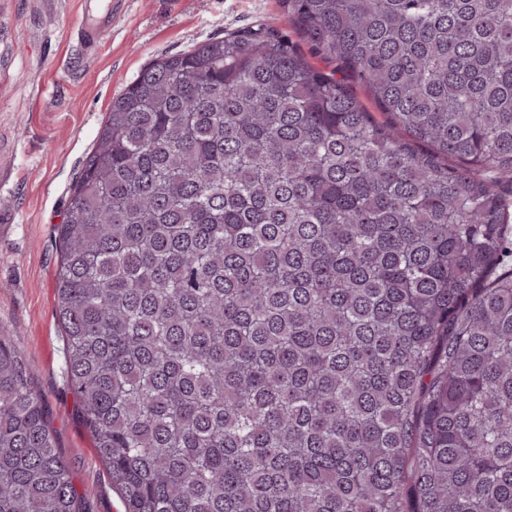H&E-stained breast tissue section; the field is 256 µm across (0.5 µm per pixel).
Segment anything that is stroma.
<instances>
[{
	"mask_svg": "<svg viewBox=\"0 0 512 512\" xmlns=\"http://www.w3.org/2000/svg\"><path fill=\"white\" fill-rule=\"evenodd\" d=\"M100 0H0V330L21 347L88 512H125L64 374L56 226L112 101L147 63L244 30L308 52L281 0H122L99 43L76 28Z\"/></svg>",
	"mask_w": 512,
	"mask_h": 512,
	"instance_id": "stroma-1",
	"label": "stroma"
}]
</instances>
